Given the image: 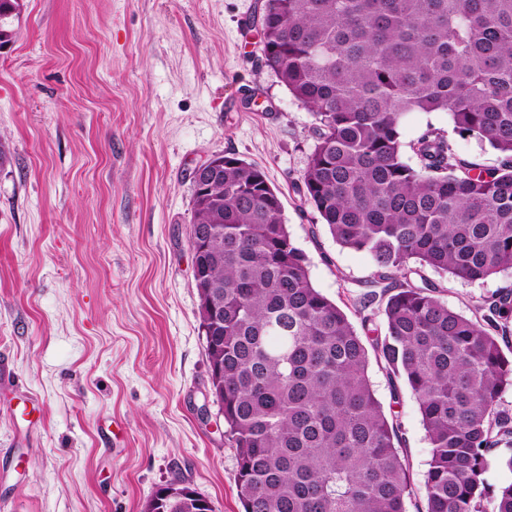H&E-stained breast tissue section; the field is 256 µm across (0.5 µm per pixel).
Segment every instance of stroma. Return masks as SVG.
I'll return each instance as SVG.
<instances>
[{
	"instance_id": "1",
	"label": "stroma",
	"mask_w": 512,
	"mask_h": 512,
	"mask_svg": "<svg viewBox=\"0 0 512 512\" xmlns=\"http://www.w3.org/2000/svg\"><path fill=\"white\" fill-rule=\"evenodd\" d=\"M265 0H22L0 47V512H143L181 479L215 512H243L237 457L210 403L190 247L192 173L219 155L264 169L316 288L360 325L383 293L298 192L313 117L260 63ZM478 163L443 112H414ZM474 315L512 277L445 279ZM401 424L420 490L430 445L406 386L369 366Z\"/></svg>"
}]
</instances>
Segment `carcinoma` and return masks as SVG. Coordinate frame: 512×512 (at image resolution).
<instances>
[{"instance_id":"cac0c4a2","label":"carcinoma","mask_w":512,"mask_h":512,"mask_svg":"<svg viewBox=\"0 0 512 512\" xmlns=\"http://www.w3.org/2000/svg\"><path fill=\"white\" fill-rule=\"evenodd\" d=\"M20 0H0V29ZM261 63L314 118L302 197L341 246L368 253L388 282L385 334L366 347L317 289L265 172L234 155L192 194L199 315L210 386L237 453L244 512H406L412 491L400 425L368 374L369 352L419 408L431 453L424 512H512V482L484 474L512 447V358L502 347L512 289L473 319L425 271L467 282L512 274V0H265ZM445 112L461 138L498 154L485 167L427 129L405 161L400 126ZM512 471V455L494 459ZM167 512L196 489L159 488Z\"/></svg>"}]
</instances>
